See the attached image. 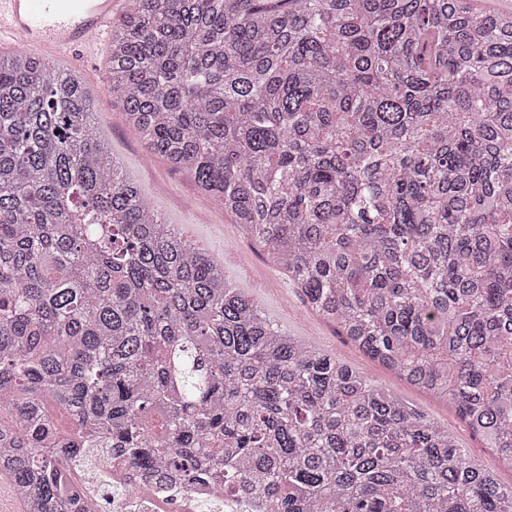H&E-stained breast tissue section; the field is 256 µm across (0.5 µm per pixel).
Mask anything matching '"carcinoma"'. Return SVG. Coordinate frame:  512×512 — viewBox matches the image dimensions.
I'll list each match as a JSON object with an SVG mask.
<instances>
[{
    "instance_id": "cac0c4a2",
    "label": "carcinoma",
    "mask_w": 512,
    "mask_h": 512,
    "mask_svg": "<svg viewBox=\"0 0 512 512\" xmlns=\"http://www.w3.org/2000/svg\"><path fill=\"white\" fill-rule=\"evenodd\" d=\"M103 87L308 307L512 468V11L474 0H131ZM72 421L63 433L48 408ZM0 471L247 483L265 512H512L448 429L286 335L165 223L72 72L0 55Z\"/></svg>"
}]
</instances>
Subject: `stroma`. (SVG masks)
I'll use <instances>...</instances> for the list:
<instances>
[{
	"label": "stroma",
	"instance_id": "stroma-1",
	"mask_svg": "<svg viewBox=\"0 0 512 512\" xmlns=\"http://www.w3.org/2000/svg\"><path fill=\"white\" fill-rule=\"evenodd\" d=\"M109 62L110 52L105 49L83 66L65 60L60 66L80 70L93 91L96 119L113 157L155 212L219 261L224 267L225 279L261 307L282 331L336 355L372 384L422 410L447 427L457 445L481 468L494 473L501 483L511 484L512 469L500 463L486 442L468 428L449 403L412 388L340 336L334 325L305 305L298 288L289 282L245 228L225 213L218 200L203 195L188 171L171 166L135 135L120 105L102 88Z\"/></svg>",
	"mask_w": 512,
	"mask_h": 512
}]
</instances>
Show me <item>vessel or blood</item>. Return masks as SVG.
Wrapping results in <instances>:
<instances>
[{"instance_id":"vessel-or-blood-1","label":"vessel or blood","mask_w":512,"mask_h":512,"mask_svg":"<svg viewBox=\"0 0 512 512\" xmlns=\"http://www.w3.org/2000/svg\"><path fill=\"white\" fill-rule=\"evenodd\" d=\"M128 0H0V48L71 57L95 54Z\"/></svg>"}]
</instances>
